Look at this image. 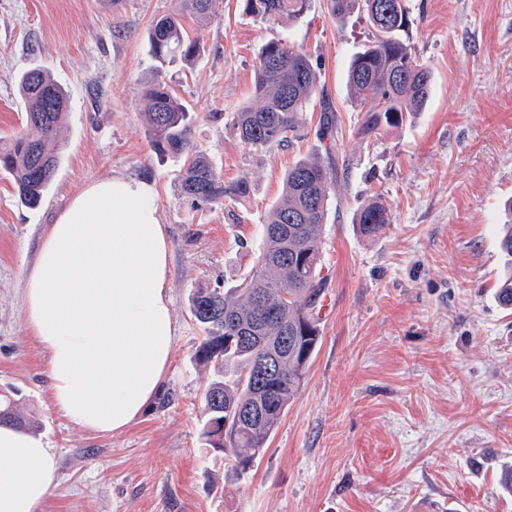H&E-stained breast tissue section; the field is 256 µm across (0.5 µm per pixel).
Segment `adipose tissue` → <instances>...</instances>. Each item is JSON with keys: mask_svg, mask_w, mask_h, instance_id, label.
<instances>
[{"mask_svg": "<svg viewBox=\"0 0 512 512\" xmlns=\"http://www.w3.org/2000/svg\"><path fill=\"white\" fill-rule=\"evenodd\" d=\"M170 257L155 191L132 178L88 186L41 236L27 326L57 410L85 430L123 432L161 392L175 344ZM53 457L0 425V512H41L59 479Z\"/></svg>", "mask_w": 512, "mask_h": 512, "instance_id": "adipose-tissue-1", "label": "adipose tissue"}]
</instances>
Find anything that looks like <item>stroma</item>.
<instances>
[{
    "label": "stroma",
    "mask_w": 512,
    "mask_h": 512,
    "mask_svg": "<svg viewBox=\"0 0 512 512\" xmlns=\"http://www.w3.org/2000/svg\"><path fill=\"white\" fill-rule=\"evenodd\" d=\"M175 0H0V142L24 128L17 77L48 71L69 93L62 158L41 205L0 171V394L54 450L59 483L42 512H512V307L495 296L512 220V0H407L412 52L430 100L402 124L359 134L353 57L373 38L363 13L312 0L293 22L256 20L220 0L192 64L156 68L147 34ZM282 39L320 66L300 140L254 148L233 116L255 104L263 44ZM167 82L192 118L195 148L244 200L201 204L181 191L183 159L154 149L140 90ZM330 102L347 170L323 226L334 301L304 385L247 473L201 435L196 288H228L254 265L261 226L289 165L321 150ZM156 190L171 243L175 346L152 410L118 434L87 431L54 406L26 324L24 284L38 241L70 199L111 177ZM390 221L360 234L361 203Z\"/></svg>",
    "instance_id": "obj_1"
}]
</instances>
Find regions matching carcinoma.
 I'll return each instance as SVG.
<instances>
[{
    "mask_svg": "<svg viewBox=\"0 0 512 512\" xmlns=\"http://www.w3.org/2000/svg\"><path fill=\"white\" fill-rule=\"evenodd\" d=\"M215 0H178L172 13L153 21L150 53L159 66L199 56V39L187 34L182 17L200 22L210 17ZM243 13L261 20H296L311 0H240ZM333 16L362 12L375 39L355 56L348 70L351 98L364 112L360 134L368 136L385 125L403 122L404 114L420 112L432 87L430 69L412 54L401 34L409 33L406 0H330ZM25 107L24 131L0 143V169L8 172L21 202L39 206L57 172L62 146L57 127L67 111L69 94L51 75L32 68L17 80ZM319 84L310 55L282 40L262 46L254 75L259 106H244L234 114L233 129L244 143L270 147L300 136L303 114ZM145 119L154 148L185 156L182 192L197 201L242 199L251 193L246 177L229 183L201 152L195 150L186 106L171 87L155 81L146 86ZM317 137L325 157L295 163L284 176L283 193L262 226V247L255 265L233 287L198 288L190 312L205 336L196 356L200 363L218 362L222 378L202 394L206 416L202 436L224 451L234 469L244 470L263 453L285 410L300 392L307 365L321 334L315 308L322 299L320 277L322 229L328 220V200L338 174L343 141L330 104ZM360 232L371 237L389 223L378 201L361 205ZM497 298L512 306V267L498 283ZM272 353L278 364L260 374L258 361Z\"/></svg>",
    "mask_w": 512,
    "mask_h": 512,
    "instance_id": "obj_1",
    "label": "carcinoma"
}]
</instances>
